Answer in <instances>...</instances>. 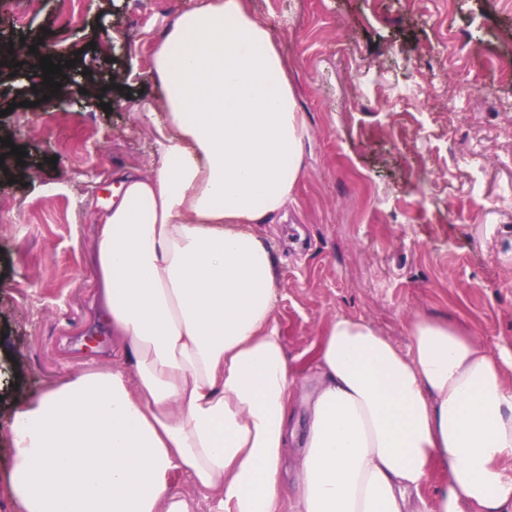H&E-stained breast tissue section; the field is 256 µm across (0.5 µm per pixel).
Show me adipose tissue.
<instances>
[{"label":"adipose tissue","mask_w":512,"mask_h":512,"mask_svg":"<svg viewBox=\"0 0 512 512\" xmlns=\"http://www.w3.org/2000/svg\"><path fill=\"white\" fill-rule=\"evenodd\" d=\"M151 76L159 162L116 173L92 246L112 365L18 407L22 512H191L177 473L213 512H512V351L417 317L404 352L339 315L312 376L290 362L255 227L295 202L308 127L268 26L246 0H201L162 34ZM437 468L448 488L430 503ZM172 488L175 492L186 496L193 507V512H209L210 498L199 492L188 475L179 473L172 479Z\"/></svg>","instance_id":"adipose-tissue-1"}]
</instances>
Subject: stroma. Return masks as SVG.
I'll return each mask as SVG.
<instances>
[{
  "mask_svg": "<svg viewBox=\"0 0 512 512\" xmlns=\"http://www.w3.org/2000/svg\"><path fill=\"white\" fill-rule=\"evenodd\" d=\"M199 3L80 0L77 27L47 8L19 29L14 0H0V41L50 43L107 79L124 49L139 105L35 106V77L0 76V137L27 153L22 174L0 173V362L18 373L0 399V512H21L9 484L18 406L112 364L90 305L95 217L117 170L157 163L154 48ZM247 3L276 37L309 132L296 204L257 228L289 359L307 370L339 314L403 348L409 320L442 317L491 353L512 350V0ZM478 138L481 162L469 153Z\"/></svg>",
  "mask_w": 512,
  "mask_h": 512,
  "instance_id": "obj_1",
  "label": "stroma"
}]
</instances>
